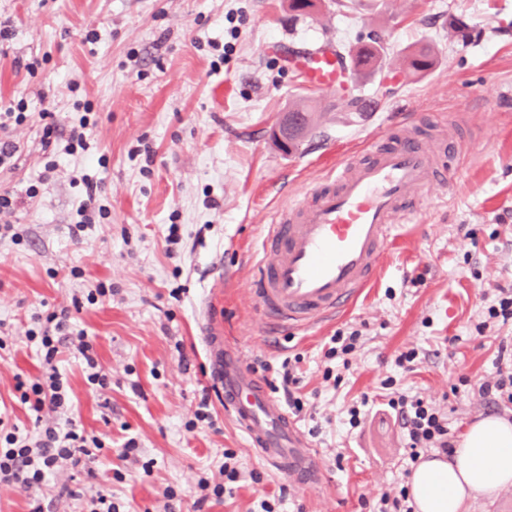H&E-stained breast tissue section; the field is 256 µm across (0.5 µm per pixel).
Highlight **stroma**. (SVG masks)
Listing matches in <instances>:
<instances>
[{"mask_svg":"<svg viewBox=\"0 0 512 512\" xmlns=\"http://www.w3.org/2000/svg\"><path fill=\"white\" fill-rule=\"evenodd\" d=\"M1 17L12 35L0 43V108L25 100L29 111L53 112L64 133L76 103L87 102L98 122L96 151L86 156L45 146L34 123L8 132L22 152L15 169L0 172V188L16 196L10 222L20 239L0 240V418L33 427L15 386L47 369L26 336L38 314L68 309L110 385L93 391L80 355L61 346L55 365L73 393L70 415L105 447L94 462L47 476L40 490L0 486V512H82L100 489L120 512H262L265 500L278 501V512H373L414 468L384 406L387 391L430 400L454 442L477 416L512 421V403L479 391L495 377L499 344H512V320L488 316L498 288L512 289V0H324L302 16L288 0H0ZM372 30L386 56L382 72L348 80L351 96L373 103L360 114L309 87L275 50L347 51ZM421 45L437 63L414 75L404 58ZM33 60L32 76L24 65ZM303 104L314 106L317 124L284 152L271 131ZM396 128L454 142L457 175L399 225L354 304L305 329L269 330L249 286L265 225L324 185L337 162ZM85 173L100 180L110 215L76 235ZM219 272L224 334L248 368L270 380L283 360L294 363V393L307 410L295 422L319 456L318 489L274 471L219 398L214 426L186 427L211 386L197 319ZM101 283L111 301L89 304ZM339 331L359 335L344 364L324 356ZM409 350L417 357L407 370L395 358ZM357 405L363 417L353 427L348 411ZM131 439L135 455L120 458ZM228 450L238 481L196 508L200 479L223 482Z\"/></svg>","mask_w":512,"mask_h":512,"instance_id":"stroma-1","label":"stroma"}]
</instances>
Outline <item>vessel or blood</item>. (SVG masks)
Segmentation results:
<instances>
[{"mask_svg": "<svg viewBox=\"0 0 512 512\" xmlns=\"http://www.w3.org/2000/svg\"><path fill=\"white\" fill-rule=\"evenodd\" d=\"M306 83L323 92L344 89L353 67L337 48L294 50L289 58ZM435 162L431 148L407 132H385L355 158L341 161L329 188L299 200L269 224L251 292L267 321L307 326L354 303L375 279L396 225L420 212L423 194L445 184L456 163L454 145ZM199 330L209 377L224 411L268 464L304 489L323 481L315 453L278 399L224 337L220 312L207 306Z\"/></svg>", "mask_w": 512, "mask_h": 512, "instance_id": "1", "label": "vessel or blood"}]
</instances>
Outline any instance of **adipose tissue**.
<instances>
[{
  "instance_id": "adipose-tissue-1",
  "label": "adipose tissue",
  "mask_w": 512,
  "mask_h": 512,
  "mask_svg": "<svg viewBox=\"0 0 512 512\" xmlns=\"http://www.w3.org/2000/svg\"><path fill=\"white\" fill-rule=\"evenodd\" d=\"M512 485V423L487 416L470 424L448 459L413 471L410 492L418 512H463L467 500Z\"/></svg>"
}]
</instances>
